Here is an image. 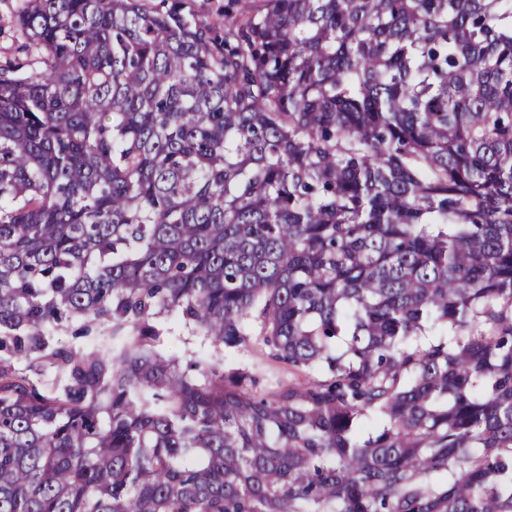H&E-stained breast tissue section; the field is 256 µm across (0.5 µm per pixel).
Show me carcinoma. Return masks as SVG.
Returning <instances> with one entry per match:
<instances>
[{
  "label": "carcinoma",
  "mask_w": 512,
  "mask_h": 512,
  "mask_svg": "<svg viewBox=\"0 0 512 512\" xmlns=\"http://www.w3.org/2000/svg\"><path fill=\"white\" fill-rule=\"evenodd\" d=\"M3 34L0 512H512V0H15ZM172 314L307 382L182 366ZM187 9L211 21L224 23V3L227 0H184Z\"/></svg>",
  "instance_id": "obj_1"
}]
</instances>
